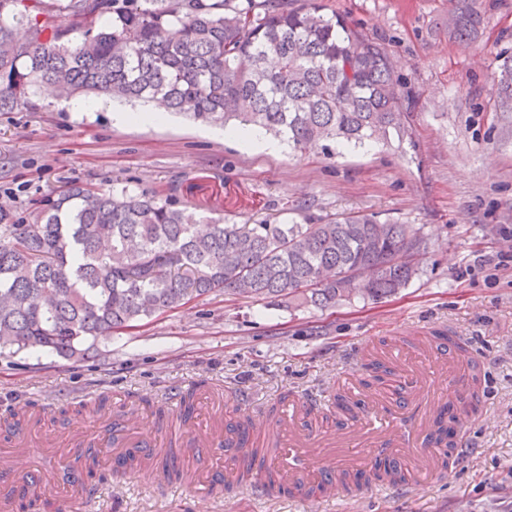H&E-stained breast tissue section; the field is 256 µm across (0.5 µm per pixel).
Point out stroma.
I'll use <instances>...</instances> for the list:
<instances>
[{"label":"stroma","mask_w":512,"mask_h":512,"mask_svg":"<svg viewBox=\"0 0 512 512\" xmlns=\"http://www.w3.org/2000/svg\"><path fill=\"white\" fill-rule=\"evenodd\" d=\"M390 55L408 133L328 155L315 147L267 151L210 136L209 124L172 114L116 121L91 98L75 111L38 92L0 112V207L34 212L70 184L128 188L177 201L203 220L273 224L372 214L410 224L428 243L422 271L397 295L328 310L264 306L210 295L116 331L98 353L66 360L49 351L0 356V419L47 405L48 426L80 423L89 396L134 405L148 392L179 413L174 392L220 389L225 407L247 396L252 412L284 394L336 412V372L360 369L356 349L401 331L459 337L480 360L478 410L457 426L465 461L449 474L417 475L398 492L372 484L358 497L252 499L242 486L174 489L133 472L96 467L86 512H512V112L496 80L512 55V0H476L484 17L473 45L449 39L459 0H325Z\"/></svg>","instance_id":"obj_1"}]
</instances>
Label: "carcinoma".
Returning <instances> with one entry per match:
<instances>
[{
    "label": "carcinoma",
    "instance_id": "obj_1",
    "mask_svg": "<svg viewBox=\"0 0 512 512\" xmlns=\"http://www.w3.org/2000/svg\"><path fill=\"white\" fill-rule=\"evenodd\" d=\"M476 3L448 21L478 39ZM23 27L27 42L16 40ZM259 128L298 152L322 141L364 148L401 131L385 48L325 13L322 0H0V112L32 105L43 85ZM498 94L512 111V56ZM0 213V352L48 349L64 359L193 298L224 294L328 309L379 301L418 277L424 239L370 215L325 224H224L202 233L167 199L72 184L45 196L27 223ZM370 271L342 294L323 271Z\"/></svg>",
    "mask_w": 512,
    "mask_h": 512
}]
</instances>
